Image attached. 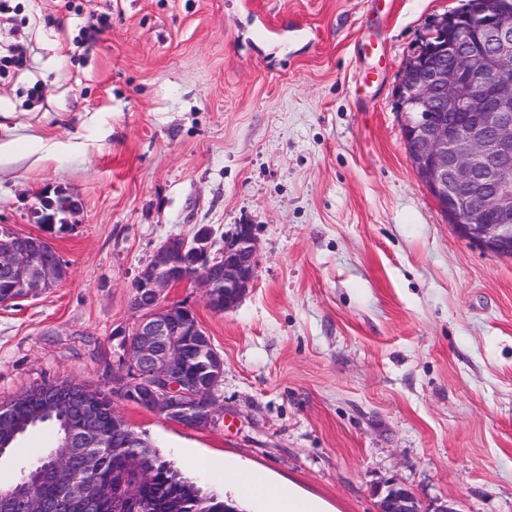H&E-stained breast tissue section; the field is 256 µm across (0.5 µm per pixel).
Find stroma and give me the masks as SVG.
<instances>
[{
    "instance_id": "obj_1",
    "label": "stroma",
    "mask_w": 512,
    "mask_h": 512,
    "mask_svg": "<svg viewBox=\"0 0 512 512\" xmlns=\"http://www.w3.org/2000/svg\"><path fill=\"white\" fill-rule=\"evenodd\" d=\"M0 223L63 190L68 278L0 305V403L102 373L132 283L168 237L253 225L257 278L233 311L185 281L224 357L214 422L125 398L129 427L203 492L222 466L319 512H376L390 484L425 512H512V257L460 238L416 177L395 89L463 0H8ZM53 444L0 456V487ZM201 467H184L185 457Z\"/></svg>"
}]
</instances>
